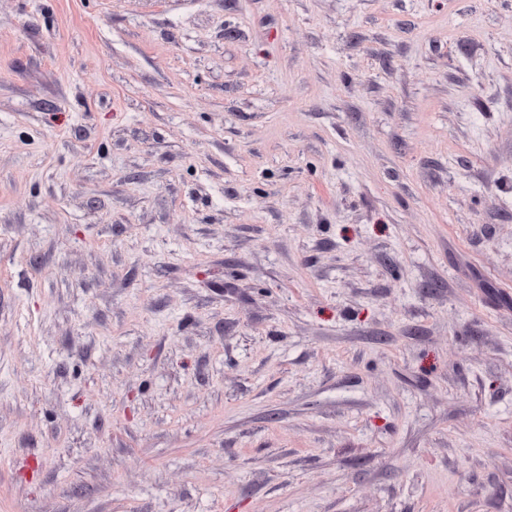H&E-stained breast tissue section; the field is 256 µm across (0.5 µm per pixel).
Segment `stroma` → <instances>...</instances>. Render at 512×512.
I'll list each match as a JSON object with an SVG mask.
<instances>
[{
	"label": "stroma",
	"instance_id": "1",
	"mask_svg": "<svg viewBox=\"0 0 512 512\" xmlns=\"http://www.w3.org/2000/svg\"><path fill=\"white\" fill-rule=\"evenodd\" d=\"M0 512H512V0H0Z\"/></svg>",
	"mask_w": 512,
	"mask_h": 512
}]
</instances>
